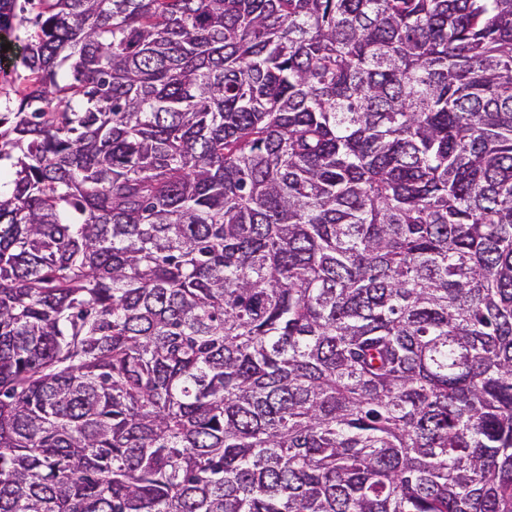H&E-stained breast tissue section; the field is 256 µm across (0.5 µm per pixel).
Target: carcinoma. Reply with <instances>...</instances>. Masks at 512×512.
Instances as JSON below:
<instances>
[{"instance_id":"carcinoma-1","label":"carcinoma","mask_w":512,"mask_h":512,"mask_svg":"<svg viewBox=\"0 0 512 512\" xmlns=\"http://www.w3.org/2000/svg\"><path fill=\"white\" fill-rule=\"evenodd\" d=\"M27 3L0 512H512V0Z\"/></svg>"}]
</instances>
